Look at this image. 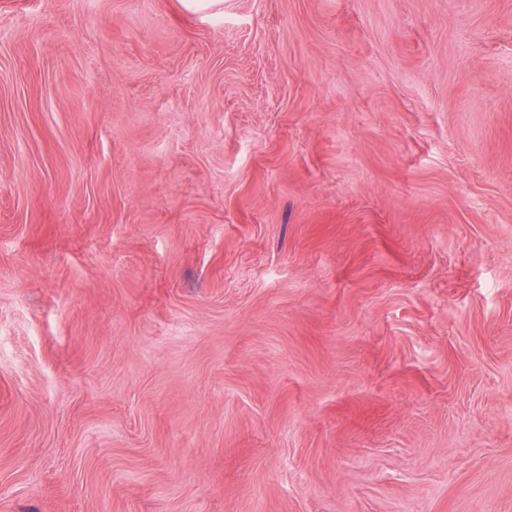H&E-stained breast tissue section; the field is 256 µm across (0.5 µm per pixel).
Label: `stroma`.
<instances>
[{
  "instance_id": "35a3bbf8",
  "label": "stroma",
  "mask_w": 512,
  "mask_h": 512,
  "mask_svg": "<svg viewBox=\"0 0 512 512\" xmlns=\"http://www.w3.org/2000/svg\"><path fill=\"white\" fill-rule=\"evenodd\" d=\"M0 512H512V0H0Z\"/></svg>"
}]
</instances>
